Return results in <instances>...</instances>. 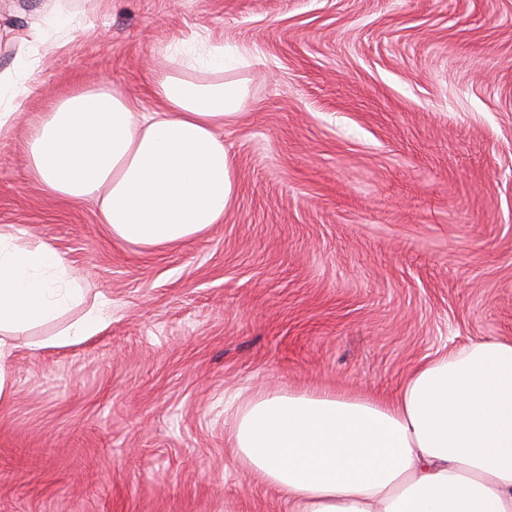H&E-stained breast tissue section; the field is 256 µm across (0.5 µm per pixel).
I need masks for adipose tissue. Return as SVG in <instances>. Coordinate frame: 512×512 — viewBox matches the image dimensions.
I'll return each mask as SVG.
<instances>
[{
  "label": "adipose tissue",
  "instance_id": "adipose-tissue-1",
  "mask_svg": "<svg viewBox=\"0 0 512 512\" xmlns=\"http://www.w3.org/2000/svg\"><path fill=\"white\" fill-rule=\"evenodd\" d=\"M71 13L54 5L18 37L20 59L50 46ZM211 74L196 79L198 70ZM224 49L187 54L152 84L141 112L117 89L79 90L42 113L26 167L43 191L96 202L113 238L147 249L196 238L234 197L218 131L242 109L243 81L224 76ZM27 67L0 71V136L27 101ZM87 290L50 244L0 228V364L14 336L85 306ZM52 336L75 344L105 324L100 305ZM233 443L252 478L288 512H512V339L489 337L419 363L395 396L267 391L239 406Z\"/></svg>",
  "mask_w": 512,
  "mask_h": 512
}]
</instances>
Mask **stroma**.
<instances>
[{"mask_svg":"<svg viewBox=\"0 0 512 512\" xmlns=\"http://www.w3.org/2000/svg\"><path fill=\"white\" fill-rule=\"evenodd\" d=\"M0 138V225L109 303L97 335L15 337L0 512H288L233 451L241 396H393L425 359L512 337V0H68ZM224 45L249 97L219 135L222 223L113 239L31 179L25 142L73 90L137 109L165 48Z\"/></svg>","mask_w":512,"mask_h":512,"instance_id":"35a3bbf8","label":"stroma"}]
</instances>
